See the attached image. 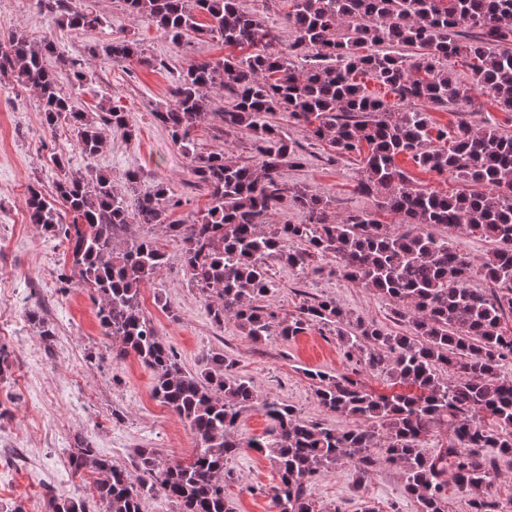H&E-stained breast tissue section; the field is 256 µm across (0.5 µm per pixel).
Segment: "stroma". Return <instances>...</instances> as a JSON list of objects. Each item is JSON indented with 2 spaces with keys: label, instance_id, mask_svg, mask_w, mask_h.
<instances>
[{
  "label": "stroma",
  "instance_id": "stroma-1",
  "mask_svg": "<svg viewBox=\"0 0 512 512\" xmlns=\"http://www.w3.org/2000/svg\"><path fill=\"white\" fill-rule=\"evenodd\" d=\"M80 2L101 15L105 26L62 30L52 18H38L32 0H0V35L22 30L35 42L60 41L62 54L50 57L49 67L63 76L69 71L68 59L83 60L92 74L79 94L87 111H96L102 102L119 107L130 128L125 134L102 127L103 147L93 160H86L69 125L62 122L52 130L43 125L34 92L0 83V347L10 364L0 373V508L6 510L19 505L24 512H46L48 495L54 492L84 500L90 512H99L83 478L69 469L68 450L75 438L87 439L99 454L129 469L137 449L153 448L163 459L185 461L197 446L189 426L154 398L152 370L132 357L113 361L90 289L73 275L63 244L30 224L23 202L32 186L55 199L52 157L63 152L71 159V169L93 165L110 174L117 188H126L129 171L138 175V193L167 187L177 201L173 219L188 221L204 208L206 192L193 186L189 158L154 113L168 105L171 81L186 61L223 59L224 44L194 38L177 49L150 22L126 14L120 0ZM124 36L136 39L145 56L158 60V67L112 63L101 48ZM475 106L472 112L451 106L432 107L428 113L438 127L453 129L465 121L512 134V112L487 96ZM272 122L306 144L303 165L282 167L284 182L333 197L340 213L374 210V197L357 188L363 154L331 161L330 147L306 142L302 128L286 115L275 114ZM335 266V259L327 258L322 273L300 279L287 265L272 262L276 290L266 306L283 318L295 311L303 295L328 294L352 315L397 330L391 303L372 289L336 277ZM36 305L44 310L52 338H44L40 325L26 317ZM140 305L185 370L199 372L208 353H224L234 361L235 374L251 379L261 397L294 406L304 419L335 429L350 424L319 405L307 375L311 369L361 380L377 392L392 390L386 376L362 372L346 357L329 328L317 326L293 339L270 336L256 343L233 321L215 325L202 293L188 285L174 261L143 289ZM230 467L233 480L225 489L230 512H271L270 490L278 482L274 463L246 446ZM311 494L319 512H359L365 504L375 512H417L404 491L401 469L381 461L362 489L354 487L351 466L340 464L314 476Z\"/></svg>",
  "mask_w": 512,
  "mask_h": 512
}]
</instances>
